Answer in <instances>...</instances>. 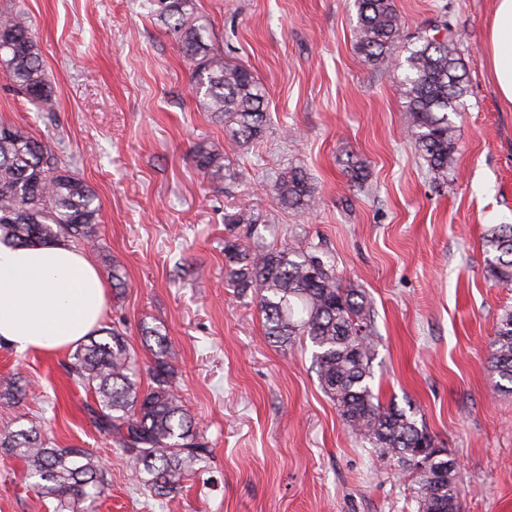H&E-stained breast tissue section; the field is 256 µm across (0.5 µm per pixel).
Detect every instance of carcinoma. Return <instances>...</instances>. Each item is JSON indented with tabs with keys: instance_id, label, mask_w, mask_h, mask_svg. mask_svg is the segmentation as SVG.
I'll list each match as a JSON object with an SVG mask.
<instances>
[{
	"instance_id": "cac0c4a2",
	"label": "carcinoma",
	"mask_w": 512,
	"mask_h": 512,
	"mask_svg": "<svg viewBox=\"0 0 512 512\" xmlns=\"http://www.w3.org/2000/svg\"><path fill=\"white\" fill-rule=\"evenodd\" d=\"M358 29L356 49L368 61L389 59L404 49L408 72L398 90L406 100L408 135L421 153L428 174L444 181L457 164L459 106L466 92V70L450 35L423 30L405 43L393 0H354ZM150 16L162 18L182 52L195 61L192 81L203 108L224 123L233 147L260 140L267 132L265 89L252 71L224 61V54L203 42L204 26L195 17V0H141ZM0 68L14 88L40 112H52L56 95L43 74L42 53L21 11L0 10ZM224 146L201 142L194 149L198 170L227 176ZM272 191L287 208L309 210L317 199L308 177L289 167ZM101 203L82 178L63 165L49 142L0 123V244L44 246L54 242H91L98 234ZM254 213L241 208L224 215L228 232L238 224H255ZM487 264L500 283L512 285V224H494L484 236ZM225 273L240 292L254 294L263 316L265 336L286 343L296 336L310 341L324 393L334 402L351 432L378 457L403 464L435 447V439L418 425L413 411L384 404L374 393L376 357L374 314L364 292L345 288L317 251L285 245L254 251L236 236L224 238ZM157 351L150 368L151 386L138 382V355L117 327L105 339L78 348L69 375L96 396L88 408L95 425L112 435L117 451L135 469L137 480L157 496L177 490L210 453L179 396L175 365L165 337L148 332ZM492 374L510 383L512 393V309L494 326L487 359ZM19 388L0 380V400L15 403ZM0 448L27 463L34 488L57 500V512L87 503L92 512L104 491L99 459L79 448H56L33 426L0 434ZM417 512H459L460 481L453 461L430 467V475L412 471Z\"/></svg>"
}]
</instances>
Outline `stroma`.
I'll return each instance as SVG.
<instances>
[{
  "label": "stroma",
  "instance_id": "1",
  "mask_svg": "<svg viewBox=\"0 0 512 512\" xmlns=\"http://www.w3.org/2000/svg\"><path fill=\"white\" fill-rule=\"evenodd\" d=\"M406 36L448 24L467 74L457 118L458 167L433 182L407 133L396 63L354 48V0H196L209 42L267 94L265 136L230 152L234 177L201 173L193 149L224 126L191 89L193 64L140 0H0L24 11L40 44L54 111L38 112L0 73V121L50 139L99 196L87 252L107 283L94 332L122 330L145 368L149 330L166 338L176 386L210 454L167 498L150 497L110 435L87 414L92 391L67 374L71 350L0 343V376L26 394L0 406V433L37 426L60 448L94 453L108 486L95 512H416L413 475L371 452L323 392L303 339L264 336L252 294L225 278L224 215L246 207L251 247L328 253L341 283L374 307L373 385L413 409L459 472L461 512H512V395L487 367L512 287L491 275L492 224H512V109L483 52L494 0H395ZM357 158L363 183L347 171ZM306 172L310 210L283 208L270 186ZM124 288L112 289L113 275ZM0 452V512H54Z\"/></svg>",
  "mask_w": 512,
  "mask_h": 512
}]
</instances>
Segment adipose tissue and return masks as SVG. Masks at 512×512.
Segmentation results:
<instances>
[{
  "label": "adipose tissue",
  "mask_w": 512,
  "mask_h": 512,
  "mask_svg": "<svg viewBox=\"0 0 512 512\" xmlns=\"http://www.w3.org/2000/svg\"><path fill=\"white\" fill-rule=\"evenodd\" d=\"M484 50L499 96L512 106V0H495ZM105 304L104 281L84 251L64 242L0 247V342L20 352L76 346Z\"/></svg>",
  "instance_id": "1"
}]
</instances>
